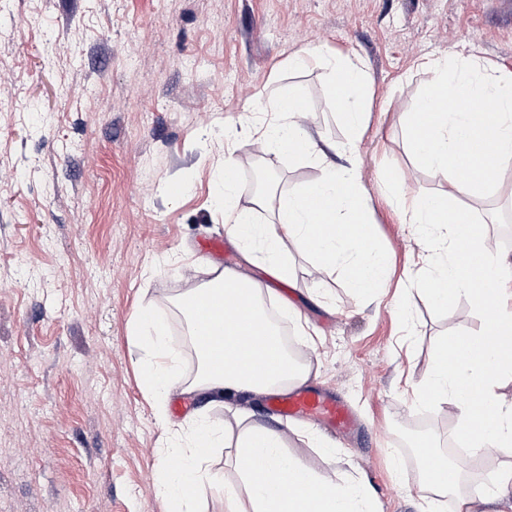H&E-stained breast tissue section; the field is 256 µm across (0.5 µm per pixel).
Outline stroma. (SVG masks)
<instances>
[{
	"mask_svg": "<svg viewBox=\"0 0 512 512\" xmlns=\"http://www.w3.org/2000/svg\"><path fill=\"white\" fill-rule=\"evenodd\" d=\"M360 59L371 84L358 143L376 244L392 259L380 304L363 306L341 269H321L295 244L289 300L315 340L298 345L310 386L352 405L363 422L352 445L318 421L287 422L268 400L245 403L285 436L283 450L337 480L361 476L379 512H422L416 448L460 468L470 460L452 403H412L442 345L487 334L465 297L435 308L408 300L402 329L391 296L424 245L402 223L386 182L407 200L447 191L408 151V115L431 75L426 59L471 55L512 72V0H0V512H167L156 484L165 425L207 408L188 392L198 371L176 300L215 269L267 282L227 242L218 169L234 122L236 186L250 207L254 153L243 141L280 94H302L311 129L349 133L321 62L290 67L300 52ZM276 195L314 180L308 163L270 161ZM498 221L484 230L512 256V165L483 200ZM224 240L222 253L204 242ZM162 317L180 355L158 420L141 376L151 361L133 334L143 313ZM234 449H215V477L199 512H224L239 484Z\"/></svg>",
	"mask_w": 512,
	"mask_h": 512,
	"instance_id": "35a3bbf8",
	"label": "stroma"
}]
</instances>
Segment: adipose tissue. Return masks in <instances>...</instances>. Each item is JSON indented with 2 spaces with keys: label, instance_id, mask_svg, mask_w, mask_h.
<instances>
[{
  "label": "adipose tissue",
  "instance_id": "obj_1",
  "mask_svg": "<svg viewBox=\"0 0 512 512\" xmlns=\"http://www.w3.org/2000/svg\"><path fill=\"white\" fill-rule=\"evenodd\" d=\"M326 66L350 139L339 143L312 132L307 111L293 106L298 93L280 96L269 108L270 120L250 133L248 145L265 155L306 161L320 174L288 196L277 199L267 191L254 197L252 208H243L236 189V158L233 151H226L220 170L224 224L244 260L261 265L273 279H292L284 256V245L290 241L323 267L341 266L350 287L370 303L377 299L389 265L370 232L371 213L357 162L370 84L359 61L334 56ZM426 67L434 77L409 116L408 143L413 156L447 182L449 191L422 197L402 209L404 223L415 225L419 237L432 245V271L420 282L403 285L401 292L416 293L435 307L465 296L491 324L495 336L457 337L460 354L452 359L440 352L415 385L413 401L455 404L458 421L469 436L472 462H481L491 452L510 458L512 407L499 403L496 386L501 377L512 376V345L507 342L512 335V273L506 270L512 261L487 237L480 214L460 209L455 198L481 196L498 167L512 163V74L470 56L431 59ZM443 90L466 100L493 99L498 110L482 117L464 108H435ZM425 111L430 120L423 124L419 118ZM486 146L493 147L495 164L486 163L481 153ZM339 155L347 156L346 165L336 164ZM461 157L472 170L466 179L454 167ZM256 207L270 209L268 223L254 222ZM264 295L256 281L227 268L179 296L176 306L191 325L201 304L212 306L215 342L197 346L199 370L190 391L208 393L219 401L241 393L266 395L309 380L310 366L290 359L267 318ZM137 331L147 337L154 358L143 379L144 390L160 405L175 375L176 354L166 343L163 322L143 316ZM234 417L235 463L245 486L225 488V512H374L373 493L364 480L336 482L333 476L285 455L281 433L256 422L252 413L238 410ZM220 442L217 428L203 419L190 435L170 442L169 453L179 465L163 472L159 492L170 500L172 512H194L199 491L210 479L203 462ZM436 466V472L427 473L424 489L436 498L456 493V512L512 508V466L496 474L493 490L476 494L464 491L466 475L460 468L441 459Z\"/></svg>",
  "mask_w": 512,
  "mask_h": 512
}]
</instances>
